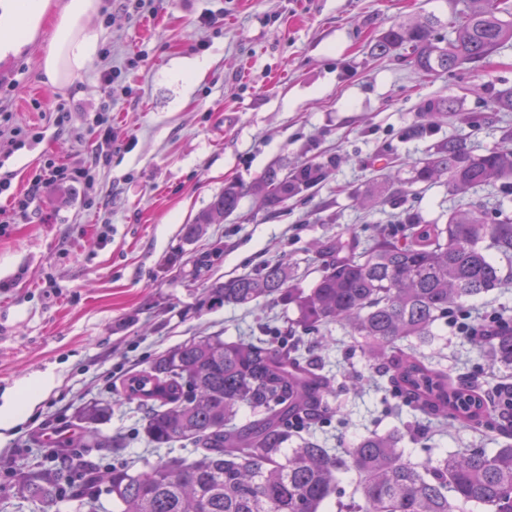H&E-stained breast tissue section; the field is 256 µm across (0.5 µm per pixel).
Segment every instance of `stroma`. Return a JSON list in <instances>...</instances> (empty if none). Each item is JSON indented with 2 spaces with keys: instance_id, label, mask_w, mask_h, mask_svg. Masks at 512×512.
Returning <instances> with one entry per match:
<instances>
[{
  "instance_id": "35a3bbf8",
  "label": "stroma",
  "mask_w": 512,
  "mask_h": 512,
  "mask_svg": "<svg viewBox=\"0 0 512 512\" xmlns=\"http://www.w3.org/2000/svg\"><path fill=\"white\" fill-rule=\"evenodd\" d=\"M92 22L100 53L64 88L48 84L38 57L50 28L16 58L0 63V113L42 139L0 168L15 192L52 157L90 167L92 186H50L26 217L0 233V405L36 378L54 386L30 412L0 434V512H80L71 495L50 509L16 498L13 471L37 463L61 469L57 434L79 432L76 411L93 400L112 403L103 435L116 449L91 459L134 462L139 470L191 447L151 448L144 412L121 397L124 376L195 336L278 339L287 308L260 300L211 306L215 281L285 260L298 287L311 288L333 242L366 244L399 228L407 209L427 223H446L459 204L440 184L419 185L412 207L402 202L412 167L441 139L463 138L476 154L502 146L512 112H494L491 98L512 87V43L463 78L424 76L397 49L377 57L373 45L396 23L447 25L470 0H144L127 9L105 0ZM218 14L216 24L205 21ZM202 71H195V64ZM121 73L125 93L107 95L103 68ZM482 84L480 94L469 91ZM453 99L455 110L403 139L428 99ZM112 101L111 150L81 128L57 133L54 112L74 118ZM325 164L324 177L281 205L248 196L236 212L205 225L194 239L186 224L205 211L226 181L249 184L268 167L287 173ZM221 248L220 261L197 270L192 256ZM425 352L459 375L496 381L500 373L447 323ZM323 350L324 372L336 387V413L313 429L328 448L352 446L370 431L396 430L414 463L459 448H497L500 438L463 426L416 424L366 376L344 390L347 373L365 361L340 327Z\"/></svg>"
}]
</instances>
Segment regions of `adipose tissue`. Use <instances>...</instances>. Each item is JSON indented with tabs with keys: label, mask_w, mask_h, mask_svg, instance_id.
<instances>
[{
	"label": "adipose tissue",
	"mask_w": 512,
	"mask_h": 512,
	"mask_svg": "<svg viewBox=\"0 0 512 512\" xmlns=\"http://www.w3.org/2000/svg\"><path fill=\"white\" fill-rule=\"evenodd\" d=\"M103 7V0H0V61L20 53L44 21H51L39 68L50 84L66 86L98 51V37L88 22Z\"/></svg>",
	"instance_id": "obj_1"
}]
</instances>
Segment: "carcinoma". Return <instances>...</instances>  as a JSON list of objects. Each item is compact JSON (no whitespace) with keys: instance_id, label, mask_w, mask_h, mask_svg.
Here are the masks:
<instances>
[{"instance_id":"obj_1","label":"carcinoma","mask_w":512,"mask_h":512,"mask_svg":"<svg viewBox=\"0 0 512 512\" xmlns=\"http://www.w3.org/2000/svg\"><path fill=\"white\" fill-rule=\"evenodd\" d=\"M511 15L512 0H472L469 11L448 21L446 35L434 22L389 27L377 55L406 45L422 73L460 77L512 41ZM492 108L512 112V87L495 93ZM453 110L454 101L441 97L425 102L419 116L430 123ZM323 176L322 166L304 165L285 175L269 169L248 185L230 181L185 235L232 215L247 195L283 204ZM441 178L461 199L478 186L512 180V147L475 154L460 138L442 140L415 164L411 183ZM328 250L333 257L308 291L290 285L288 264L278 261L213 283L210 299L246 305L263 298L290 307L287 333L314 337L317 350L329 346L332 327H341L367 369L387 378L391 394L418 420L433 417L447 428L512 425V383L497 384L485 397L473 384L453 383L419 350L436 340L435 328L451 309L512 289V218L501 209L491 216L470 200L446 224H426L409 212L401 229L361 252L352 246L336 257L338 247ZM474 341L480 355L512 373V319L475 333ZM331 393L318 358L284 341L192 338L125 379L123 394L144 409V434L154 447L187 442L193 458L171 457L145 472L127 462L88 460L92 449L114 447L98 429L112 404L90 402L79 411L80 436L64 442L77 476L73 496L86 512H99L104 495L112 512H323L345 469L362 477L348 512H512L511 442L490 452L455 450L425 467L405 457L396 432H368L338 453L311 437L283 447L294 422L312 423L332 409ZM243 407L253 420L238 427L233 421ZM66 481L57 470L29 469L16 474L15 491L49 509Z\"/></svg>"}]
</instances>
